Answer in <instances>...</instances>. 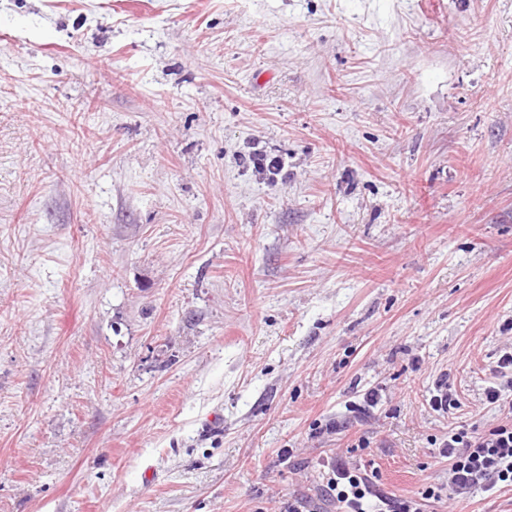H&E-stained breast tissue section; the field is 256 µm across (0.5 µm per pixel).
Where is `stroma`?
Returning a JSON list of instances; mask_svg holds the SVG:
<instances>
[{"label": "stroma", "instance_id": "35a3bbf8", "mask_svg": "<svg viewBox=\"0 0 512 512\" xmlns=\"http://www.w3.org/2000/svg\"><path fill=\"white\" fill-rule=\"evenodd\" d=\"M511 349L512 0H0V512H512ZM254 169L271 183L277 182L284 169V162L277 156L271 157L265 152L255 150L249 155ZM485 399L506 413L504 422L481 432L454 428L439 443L440 456L448 458L449 496L466 497L499 483L512 486V401L497 386L485 389ZM353 456L337 457L323 465L325 485L323 497L334 500L336 512H424L426 500L438 498L434 488L427 487L421 497H397L379 489L380 473L375 467L354 462Z\"/></svg>", "mask_w": 512, "mask_h": 512}]
</instances>
